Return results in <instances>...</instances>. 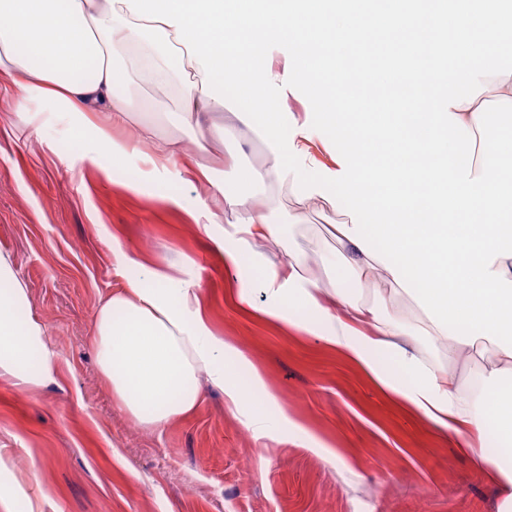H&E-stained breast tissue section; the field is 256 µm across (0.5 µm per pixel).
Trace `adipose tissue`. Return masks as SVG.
I'll return each mask as SVG.
<instances>
[{
    "label": "adipose tissue",
    "mask_w": 512,
    "mask_h": 512,
    "mask_svg": "<svg viewBox=\"0 0 512 512\" xmlns=\"http://www.w3.org/2000/svg\"><path fill=\"white\" fill-rule=\"evenodd\" d=\"M441 14L456 35L450 56L465 65V98L440 82ZM382 34L391 51L406 39L415 50L384 81L363 85L359 73L376 59ZM275 45L289 49L280 71L261 62ZM126 52L138 55V68H119L113 56ZM505 55H512V11L503 0H0V72L11 76L19 109L65 116L82 135L79 158L88 166L117 168L136 156L157 177L186 167L177 139L146 153L158 135L154 121L140 124L135 141L113 136L137 109L117 94L120 84L179 83L185 123L223 112L219 83L263 109L271 157L248 169L246 181L288 191L296 224L309 197L344 195L347 220L334 231L348 278L359 285L375 270L390 290L378 305L341 291L335 307L323 305L320 273L299 252L281 265L265 259L260 243L277 236L276 225L249 196L227 193L218 209L199 201L195 220L227 267L261 268L264 306L246 287L236 292L238 305L319 336L470 449L500 488L498 512H512V455L484 442L512 444V390L496 391L512 375V124L494 127L490 147L472 141L487 113L482 79ZM310 76L315 128L283 109L295 81ZM319 127L343 143L330 167L308 149ZM286 157L294 167L283 165ZM303 166L317 167V178L302 180ZM228 210L242 215L229 231ZM368 213L380 221L363 223ZM117 257L124 286L101 303L91 343L118 408L161 431L194 413L206 382L265 434L263 413L230 376L231 365L250 359L213 332L198 283L122 251ZM147 276L156 287H144ZM30 308L24 280L0 251V377L26 392L52 381L59 365ZM473 326L479 335L470 334ZM432 344L447 345L452 359L488 352L493 359L477 376H450Z\"/></svg>",
    "instance_id": "adipose-tissue-1"
}]
</instances>
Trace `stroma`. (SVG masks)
<instances>
[{
	"label": "stroma",
	"instance_id": "stroma-1",
	"mask_svg": "<svg viewBox=\"0 0 512 512\" xmlns=\"http://www.w3.org/2000/svg\"><path fill=\"white\" fill-rule=\"evenodd\" d=\"M124 92L145 109L120 136L135 137L152 118L160 138H178L196 156L203 131L181 122L180 86L141 82ZM224 98L229 133L212 151L216 181L228 186L266 165L270 148L258 106L230 86ZM44 132L57 154L32 136L0 78V250L11 254L31 312L60 354L55 380L36 391L0 379V448L16 455L15 500L47 492L45 512H495L497 484L451 436L317 337L236 305L239 283L223 251L191 217L197 174L159 187L100 168L79 179L60 161L78 154L79 141L53 118ZM250 197L283 228L266 245L272 261L292 251L313 264L341 260L323 230L342 220L341 209L313 198L294 226L287 192L258 187ZM118 248L199 284L214 333L245 350L265 379L251 402L271 422L269 437H256L208 386L190 418L160 433L113 406L88 338L101 300L124 284Z\"/></svg>",
	"mask_w": 512,
	"mask_h": 512
}]
</instances>
